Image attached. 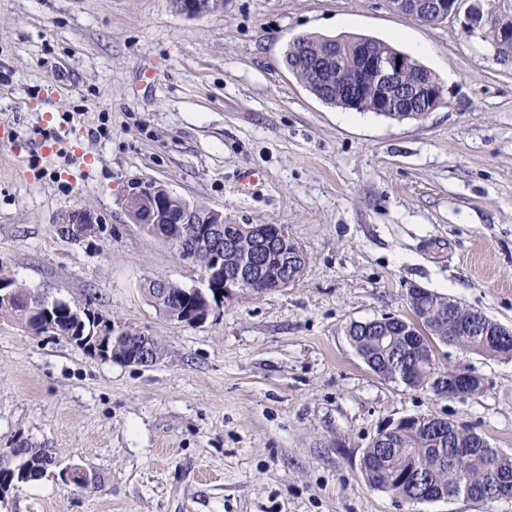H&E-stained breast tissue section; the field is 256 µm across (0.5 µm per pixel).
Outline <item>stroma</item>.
<instances>
[{"label": "stroma", "mask_w": 512, "mask_h": 512, "mask_svg": "<svg viewBox=\"0 0 512 512\" xmlns=\"http://www.w3.org/2000/svg\"><path fill=\"white\" fill-rule=\"evenodd\" d=\"M461 17L429 25L387 0H0V269L50 297L95 298L163 358L103 362L0 320V448L56 467L0 512H512V497L405 504L361 470L378 430L436 415L512 454V360L440 346L482 390L440 398L373 373L347 326L408 317L419 285L512 328V63ZM303 34L367 35L447 90L422 121L330 107L288 71ZM40 127L65 129L45 156ZM260 172L256 184L243 180ZM165 185L228 224H280L298 282L173 322L143 285L199 288L198 267L133 223L132 184ZM98 217L74 244L55 219ZM78 464L99 488L62 479Z\"/></svg>", "instance_id": "1"}]
</instances>
